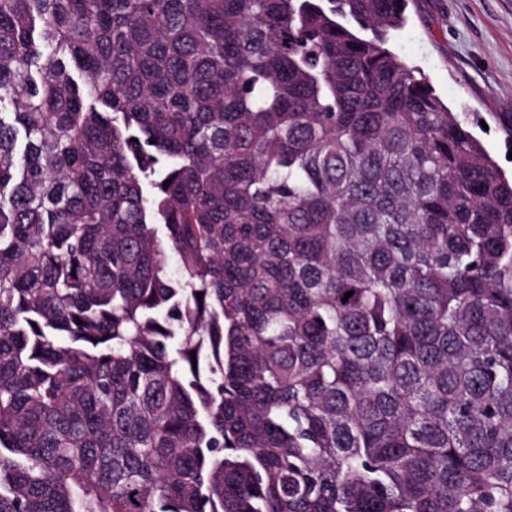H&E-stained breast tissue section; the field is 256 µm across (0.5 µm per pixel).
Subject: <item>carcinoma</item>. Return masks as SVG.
I'll use <instances>...</instances> for the list:
<instances>
[{
  "label": "carcinoma",
  "instance_id": "cac0c4a2",
  "mask_svg": "<svg viewBox=\"0 0 512 512\" xmlns=\"http://www.w3.org/2000/svg\"><path fill=\"white\" fill-rule=\"evenodd\" d=\"M407 7L0 0V512H512V178Z\"/></svg>",
  "mask_w": 512,
  "mask_h": 512
}]
</instances>
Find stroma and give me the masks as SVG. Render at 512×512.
Returning a JSON list of instances; mask_svg holds the SVG:
<instances>
[{"label":"stroma","instance_id":"1","mask_svg":"<svg viewBox=\"0 0 512 512\" xmlns=\"http://www.w3.org/2000/svg\"><path fill=\"white\" fill-rule=\"evenodd\" d=\"M391 47L512 174V0H410Z\"/></svg>","mask_w":512,"mask_h":512}]
</instances>
